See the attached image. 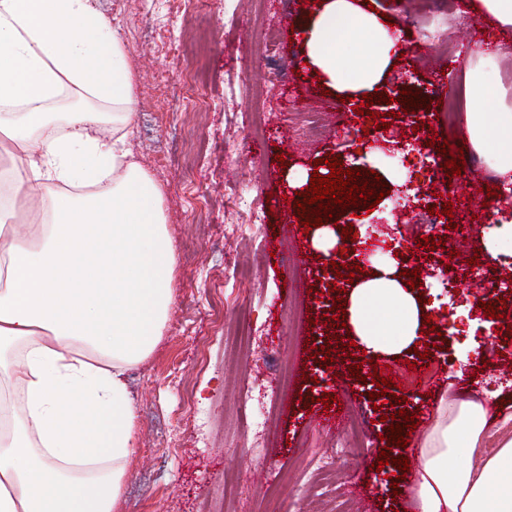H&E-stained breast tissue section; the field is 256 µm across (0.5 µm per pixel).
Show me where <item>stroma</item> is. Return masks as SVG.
Instances as JSON below:
<instances>
[{
    "mask_svg": "<svg viewBox=\"0 0 512 512\" xmlns=\"http://www.w3.org/2000/svg\"><path fill=\"white\" fill-rule=\"evenodd\" d=\"M474 0H368L376 14L390 17L392 60L379 91L411 87L407 107L446 111L464 104L457 77L479 68L512 86V66L483 59L486 46L505 35L472 7ZM118 26L135 76L132 151L163 187L167 230L177 249L175 302L166 332L149 358L128 373L138 410L137 448L127 464L118 512H330L349 500L353 512H417L402 493L413 470L394 463L378 466L388 417L404 410L427 423L446 377L454 389L467 386L482 370L500 388L504 413L512 417V337L499 332L463 338L447 321L433 318L431 358H406L422 367L418 391L402 407L390 396L369 400L375 383L357 382L352 363L371 374L367 352L324 366L323 353L343 334L340 322L325 324L337 294L336 271L322 260L305 262L307 213L298 207L306 189H293L289 176H312L315 160L336 159L344 169L374 173L387 189L373 211L345 209V218L373 240L444 238L447 228L430 229L414 203H401L400 186L429 194L433 187L409 167L407 150L428 148L432 138L449 139L463 151L465 177H454L446 197L453 221L466 230L478 264L493 282L512 280V258H489L486 235L495 228V206L486 202L488 164L475 153L463 121L454 126H421L407 133L405 119L393 118L390 141L375 154L363 151V136L377 138L375 113L392 104L340 102L319 72L303 63L305 43L297 33L315 14L314 0H92ZM281 32L276 53L265 49L267 25ZM453 39L455 54L443 50ZM282 64L280 79L268 71ZM251 83L240 94L241 82ZM268 124L263 142L250 127L257 105ZM370 114H363V107ZM318 113L322 137L292 151L277 145L276 132L288 128L293 108ZM262 208L251 231L239 228V204ZM292 272L298 289L284 286ZM336 399L363 422L367 454L338 453L344 427H314L313 413ZM274 400V419L264 435L255 423L264 401ZM310 454H333L341 479L335 489L312 485L299 469Z\"/></svg>",
    "mask_w": 512,
    "mask_h": 512,
    "instance_id": "stroma-1",
    "label": "stroma"
}]
</instances>
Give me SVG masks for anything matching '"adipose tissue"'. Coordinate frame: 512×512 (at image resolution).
Wrapping results in <instances>:
<instances>
[{
  "label": "adipose tissue",
  "mask_w": 512,
  "mask_h": 512,
  "mask_svg": "<svg viewBox=\"0 0 512 512\" xmlns=\"http://www.w3.org/2000/svg\"><path fill=\"white\" fill-rule=\"evenodd\" d=\"M304 40L352 98L393 47L360 0H325ZM463 88L472 145L512 176V86L474 68ZM66 90L98 106L60 126L49 105ZM133 103L124 43L90 0H0V512H117L122 498L138 420L126 374L164 335L176 268L162 189L127 146ZM347 309L372 356L423 339L428 308L394 261L354 281ZM497 398L440 397L405 490L419 512H512V438L480 448Z\"/></svg>",
  "instance_id": "1"
}]
</instances>
